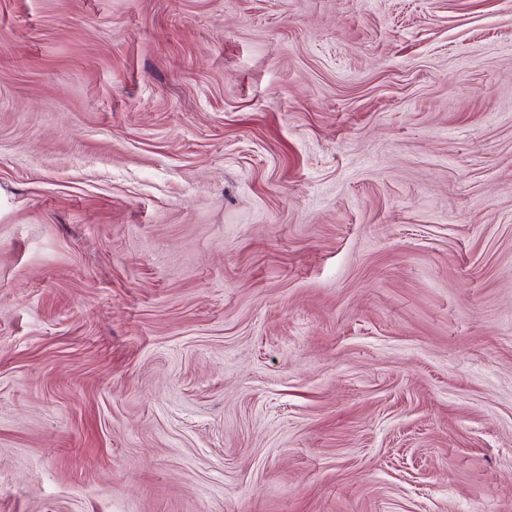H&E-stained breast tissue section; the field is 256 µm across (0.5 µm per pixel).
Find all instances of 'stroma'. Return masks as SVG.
<instances>
[{
    "mask_svg": "<svg viewBox=\"0 0 512 512\" xmlns=\"http://www.w3.org/2000/svg\"><path fill=\"white\" fill-rule=\"evenodd\" d=\"M0 512H512V0H0Z\"/></svg>",
    "mask_w": 512,
    "mask_h": 512,
    "instance_id": "35a3bbf8",
    "label": "stroma"
}]
</instances>
